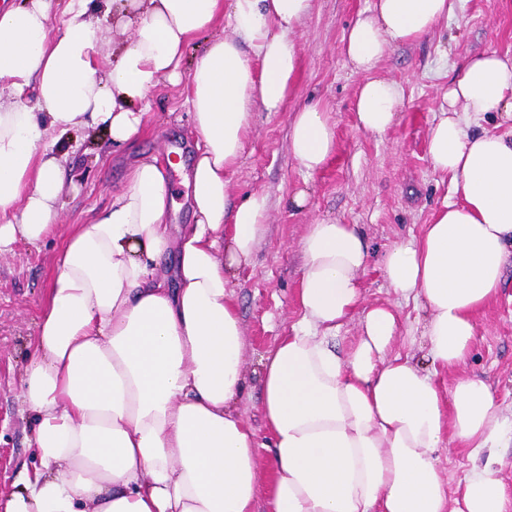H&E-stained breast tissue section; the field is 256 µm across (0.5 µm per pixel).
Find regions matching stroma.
Wrapping results in <instances>:
<instances>
[{
    "label": "stroma",
    "mask_w": 512,
    "mask_h": 512,
    "mask_svg": "<svg viewBox=\"0 0 512 512\" xmlns=\"http://www.w3.org/2000/svg\"><path fill=\"white\" fill-rule=\"evenodd\" d=\"M370 0H314L297 31L300 66L294 90L279 112L255 110L237 164L230 170L232 198L258 192L268 198L266 233L233 291L245 336L248 388L239 404L257 443L271 434L261 410V360L296 322L297 290L307 225L330 221L356 224L366 235L373 263L364 277L363 304H389L400 317L396 352L421 356L425 312L389 287L379 262L399 241L430 223L448 178L428 157V133L440 112L442 95L455 65L494 51L512 56V0H454V13L420 41L392 49L372 73L345 61L343 39ZM401 85L404 97L395 124L386 133L359 130L355 100L369 77ZM186 85H163L150 95V110L134 147L113 148L104 132L75 131L61 142L70 161L72 185L59 203L55 238L36 244L17 241L0 255V492L9 493L21 473L32 468L30 450L36 419L21 398V373L36 340L37 321L48 298L54 262L74 225L103 211L125 182L128 165L140 154L172 155L191 162L196 132L185 104ZM316 103L330 113L336 150L324 167L308 175L288 150L294 110ZM307 190L304 207L292 199ZM467 374L491 388L495 406L512 412V268L500 294L476 317Z\"/></svg>",
    "instance_id": "stroma-1"
}]
</instances>
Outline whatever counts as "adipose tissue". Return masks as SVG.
<instances>
[{"label": "adipose tissue", "mask_w": 512, "mask_h": 512, "mask_svg": "<svg viewBox=\"0 0 512 512\" xmlns=\"http://www.w3.org/2000/svg\"><path fill=\"white\" fill-rule=\"evenodd\" d=\"M94 9L131 41L107 45ZM312 9L313 0H124L117 12L110 0H68L59 16L51 0L0 8V253L54 236L68 184L56 145L69 132L98 128L125 145L151 91L183 82L201 137L183 175L192 224L171 230L166 166L145 156L111 204L68 235L22 377L37 462L0 512H255L262 491L270 512H507L497 468L512 414L461 372L475 316L512 265V134L482 127L494 113L512 122V57L494 51L456 69L429 132V160L453 199L382 260L394 292L427 312V365L393 352L391 306L361 305L370 253L358 225H307L299 318L262 362L273 467L259 481L239 412L244 332L231 284L265 235L268 201L256 192L231 201L226 173L251 112L281 111ZM452 9L453 0H373L358 16L344 52L370 75L355 102L360 129L384 134L403 98L373 70ZM220 18L228 34L183 72L188 41ZM107 46L103 75L96 57ZM335 149L328 112H293L289 150L303 172ZM354 318L361 334L341 349ZM449 371L457 377L445 389ZM451 444L477 460L455 497L437 455Z\"/></svg>", "instance_id": "adipose-tissue-1"}]
</instances>
